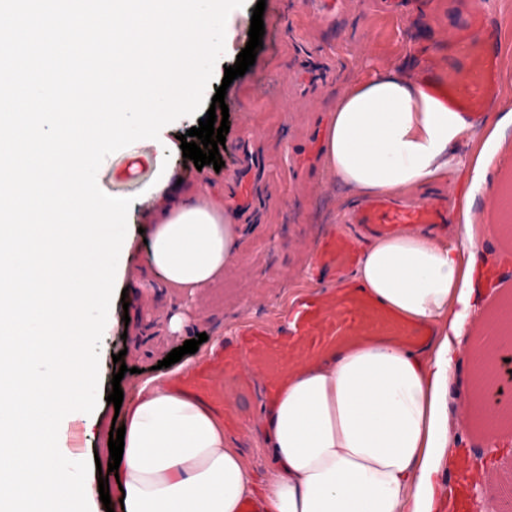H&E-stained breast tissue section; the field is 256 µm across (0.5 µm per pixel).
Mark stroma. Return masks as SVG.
<instances>
[{
	"instance_id": "35a3bbf8",
	"label": "stroma",
	"mask_w": 512,
	"mask_h": 512,
	"mask_svg": "<svg viewBox=\"0 0 512 512\" xmlns=\"http://www.w3.org/2000/svg\"><path fill=\"white\" fill-rule=\"evenodd\" d=\"M258 0H247L234 15L235 41L219 60L210 89L223 86L226 67L235 64L249 40L251 16ZM265 34L256 62L227 89L230 129L221 152V169L196 168L182 154L170 162L164 188L151 193L158 175L153 165L154 140L146 139L109 155L99 169L98 185L108 195L135 200L134 234L128 271L122 282L125 300H114L113 316L100 348L101 393L95 412L98 426L70 424L67 448L94 461L104 447L115 415L105 397L112 375L127 366L119 386L133 392L152 366L197 334H207L192 367L174 376L173 387L197 395L224 383L212 364L227 331L245 324L270 325L279 308L306 281L321 239L336 225L339 214L357 198L341 186L320 157L305 164L297 159L311 139L320 137L328 112L344 82L373 70L404 67L419 81L430 69H448V39L465 21L469 0H402L398 11L385 0H342L333 17L321 19L315 0H265ZM195 190L204 203L223 204L241 227L240 247L224 269V280L189 298H154L138 275L146 259L142 233L153 213ZM184 309L188 324L182 335L167 336L158 327L172 308ZM123 353V364L113 356ZM259 421L226 430V438L249 462L257 487H264L273 467L259 448Z\"/></svg>"
}]
</instances>
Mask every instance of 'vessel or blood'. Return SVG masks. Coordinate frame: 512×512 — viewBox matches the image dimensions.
Listing matches in <instances>:
<instances>
[{
	"instance_id": "obj_1",
	"label": "vessel or blood",
	"mask_w": 512,
	"mask_h": 512,
	"mask_svg": "<svg viewBox=\"0 0 512 512\" xmlns=\"http://www.w3.org/2000/svg\"><path fill=\"white\" fill-rule=\"evenodd\" d=\"M500 70L498 56L462 35L457 50L448 55V77H432L431 89L449 107L475 117L494 104ZM341 221L355 225L356 234H333L321 245L314 268L315 273L332 274L335 287L297 292L278 311L276 331L249 324L225 340L226 393L244 392L251 380H259L269 408L290 377L358 342L383 338L404 347L425 345L430 326L407 323L348 272L360 261L358 236L386 237L405 225L444 231L447 197L433 193L408 204L389 195L377 196L362 200Z\"/></svg>"
}]
</instances>
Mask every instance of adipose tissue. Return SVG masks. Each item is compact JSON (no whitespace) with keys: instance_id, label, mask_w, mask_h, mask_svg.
I'll list each match as a JSON object with an SVG mask.
<instances>
[{"instance_id":"obj_1","label":"adipose tissue","mask_w":512,"mask_h":512,"mask_svg":"<svg viewBox=\"0 0 512 512\" xmlns=\"http://www.w3.org/2000/svg\"><path fill=\"white\" fill-rule=\"evenodd\" d=\"M473 124L420 84L377 71L338 95L322 135L323 165L365 194L403 199L451 190L448 239L417 228L368 244L356 274L389 309L435 328L421 351L369 343L288 382L258 443L274 468L256 492L251 468L224 424L168 375L148 378L126 403L120 512H444L454 506L439 474L466 432L464 402L482 371L470 345L481 316L475 285L489 237L479 218L489 178L506 164L512 106ZM464 150L453 161V148ZM240 246L235 219L195 197L162 210L146 244V277L161 293L193 294L224 278Z\"/></svg>"}]
</instances>
